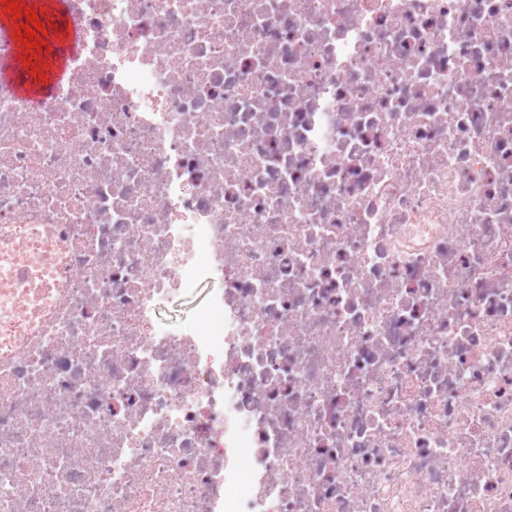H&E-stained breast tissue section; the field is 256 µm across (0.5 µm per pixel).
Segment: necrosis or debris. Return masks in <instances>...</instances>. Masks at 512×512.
Masks as SVG:
<instances>
[{"mask_svg": "<svg viewBox=\"0 0 512 512\" xmlns=\"http://www.w3.org/2000/svg\"><path fill=\"white\" fill-rule=\"evenodd\" d=\"M67 14L0 84V261L59 269L0 512H512V0ZM26 8H30L38 17L45 12H50L59 18L61 28L49 32L43 37L50 45L58 44L47 56L36 50H29L22 40H19L17 28L28 23L25 14L20 19H8L0 21V34L12 37L14 41L13 55L0 61V82L13 87L15 92L26 99L37 100L45 95L53 86L63 81L66 76L67 65L71 55L79 44V32L67 19L64 0H27ZM51 60L54 70L49 79L35 80L29 76V71L45 66L47 60ZM205 294V288H195L190 282H187V286L179 295L158 301L160 316L173 326H186L191 318L194 305L201 301Z\"/></svg>", "mask_w": 512, "mask_h": 512, "instance_id": "obj_1", "label": "necrosis or debris"}]
</instances>
